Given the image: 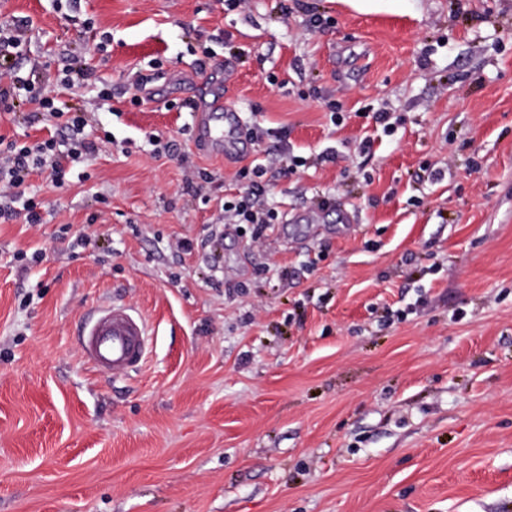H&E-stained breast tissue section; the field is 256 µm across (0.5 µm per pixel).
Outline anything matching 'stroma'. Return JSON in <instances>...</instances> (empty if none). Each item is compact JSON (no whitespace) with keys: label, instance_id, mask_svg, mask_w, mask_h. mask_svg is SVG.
<instances>
[{"label":"stroma","instance_id":"stroma-1","mask_svg":"<svg viewBox=\"0 0 512 512\" xmlns=\"http://www.w3.org/2000/svg\"><path fill=\"white\" fill-rule=\"evenodd\" d=\"M13 18L21 70L87 63L58 104L112 143L63 187L30 176L42 223H0V512H512V0H0ZM209 58L287 143L195 145ZM284 149L306 164L266 174L269 203L312 223H225L238 171ZM112 304L154 332L127 376L77 342Z\"/></svg>","mask_w":512,"mask_h":512}]
</instances>
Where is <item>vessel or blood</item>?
Returning <instances> with one entry per match:
<instances>
[{
    "label": "vessel or blood",
    "instance_id": "vessel-or-blood-1",
    "mask_svg": "<svg viewBox=\"0 0 512 512\" xmlns=\"http://www.w3.org/2000/svg\"><path fill=\"white\" fill-rule=\"evenodd\" d=\"M196 141L210 153H221L230 134L241 133L240 113L215 97L209 109L194 113ZM87 362L98 371L126 374L138 369L149 352V332L143 316L128 307L96 311L80 338Z\"/></svg>",
    "mask_w": 512,
    "mask_h": 512
}]
</instances>
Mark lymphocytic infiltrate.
Here are the masks:
<instances>
[{
	"label": "lymphocytic infiltrate",
	"instance_id": "1",
	"mask_svg": "<svg viewBox=\"0 0 512 512\" xmlns=\"http://www.w3.org/2000/svg\"><path fill=\"white\" fill-rule=\"evenodd\" d=\"M27 20L0 24V109L11 110V98L17 89L31 93L42 114L55 119L57 134L34 143L8 140L0 136V219H24L25 223L42 221L44 200L30 195L27 179L33 170L48 172L53 187L64 183L68 164L95 156L101 149V138H89V119L85 112H65L39 84V66H32L27 76H18L9 61L25 42ZM267 167L263 164L241 169L240 178L247 184L240 193L224 202V215L235 224L265 227L280 221V214L267 201V185L263 180Z\"/></svg>",
	"mask_w": 512,
	"mask_h": 512
}]
</instances>
